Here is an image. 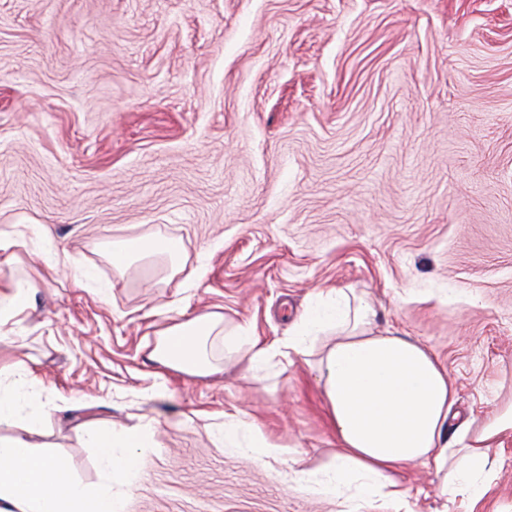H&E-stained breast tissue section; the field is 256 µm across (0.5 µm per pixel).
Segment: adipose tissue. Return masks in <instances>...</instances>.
<instances>
[{"label":"adipose tissue","instance_id":"obj_1","mask_svg":"<svg viewBox=\"0 0 512 512\" xmlns=\"http://www.w3.org/2000/svg\"><path fill=\"white\" fill-rule=\"evenodd\" d=\"M376 317L366 294L321 288L310 294L283 338L264 342L247 324L224 330L223 315L205 314L161 330L151 358L187 374H217L204 344L218 334L225 357L246 355L244 374L251 378L275 356H313L311 372L337 444L325 466L305 467L298 452L285 457L283 447L241 412L225 414L212 427L213 444L269 467L287 463L285 478L307 493L345 504L373 496L379 512H401L410 494L404 473L417 463L447 469V500L464 492L481 499L484 475L496 463L492 450L512 438V403L460 420L447 368L418 341L380 332ZM93 407L84 399L58 404L52 387L29 367L0 366V425L18 429L0 435V512H125L140 451L156 444L154 421L134 428L84 422L83 444L97 451L91 483L37 440L52 411Z\"/></svg>","mask_w":512,"mask_h":512}]
</instances>
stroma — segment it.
Listing matches in <instances>:
<instances>
[{
  "instance_id": "1",
  "label": "stroma",
  "mask_w": 512,
  "mask_h": 512,
  "mask_svg": "<svg viewBox=\"0 0 512 512\" xmlns=\"http://www.w3.org/2000/svg\"><path fill=\"white\" fill-rule=\"evenodd\" d=\"M40 224L76 287L22 247L0 280L30 303L0 325V362L96 420L158 423L126 512H339L213 444L209 416L249 413L272 442L330 460L303 361L254 379L215 362L164 371L177 320L220 313L283 337L317 288H353L377 325L438 356L461 416L512 399V0H0V230ZM179 242L116 269L113 243ZM449 293H441V286ZM81 413L42 437L86 481ZM406 480L409 512H512V440L480 502L443 474ZM70 274L75 285L80 288H92L100 299H106L107 288L101 284L94 270L91 268L72 267L70 268Z\"/></svg>"
}]
</instances>
